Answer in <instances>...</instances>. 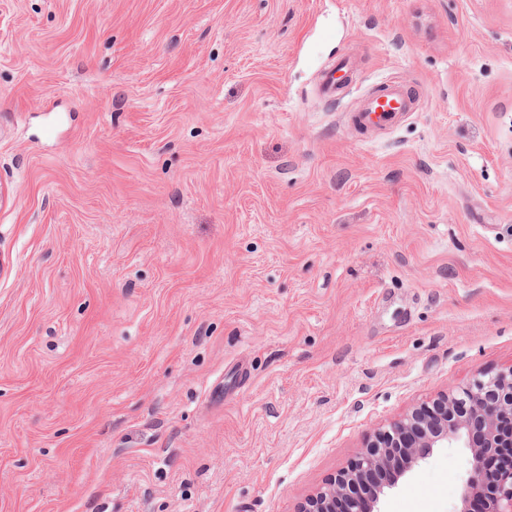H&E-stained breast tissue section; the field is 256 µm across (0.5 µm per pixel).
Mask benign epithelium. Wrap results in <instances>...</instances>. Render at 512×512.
<instances>
[{
    "label": "benign epithelium",
    "mask_w": 512,
    "mask_h": 512,
    "mask_svg": "<svg viewBox=\"0 0 512 512\" xmlns=\"http://www.w3.org/2000/svg\"><path fill=\"white\" fill-rule=\"evenodd\" d=\"M504 417L512 431V367L480 372L467 386L450 389L376 431L357 458L298 512H377L384 488L397 480L373 487L366 497L368 479L384 469L400 477L444 443H457L472 455L459 512H512V437L502 430Z\"/></svg>",
    "instance_id": "benign-epithelium-1"
}]
</instances>
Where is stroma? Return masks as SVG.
Returning a JSON list of instances; mask_svg holds the SVG:
<instances>
[{
	"label": "stroma",
	"mask_w": 512,
	"mask_h": 512,
	"mask_svg": "<svg viewBox=\"0 0 512 512\" xmlns=\"http://www.w3.org/2000/svg\"><path fill=\"white\" fill-rule=\"evenodd\" d=\"M511 366L512 0H0V512H297ZM349 74V66L347 62H341L334 65L321 76L320 90L325 97L336 103V96L340 95L349 85L347 75ZM413 102L404 84L389 81L364 97L348 117L353 124L366 130L393 129L410 112Z\"/></svg>",
	"instance_id": "1"
}]
</instances>
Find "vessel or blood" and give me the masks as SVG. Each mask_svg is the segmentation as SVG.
Instances as JSON below:
<instances>
[{
    "mask_svg": "<svg viewBox=\"0 0 512 512\" xmlns=\"http://www.w3.org/2000/svg\"><path fill=\"white\" fill-rule=\"evenodd\" d=\"M347 63H339L325 71L320 90L328 99H335L347 87ZM414 99L398 81L382 83L378 90L364 97L349 116L350 121L366 130H385L398 126L410 112Z\"/></svg>",
    "mask_w": 512,
    "mask_h": 512,
    "instance_id": "obj_1",
    "label": "vessel or blood"
}]
</instances>
